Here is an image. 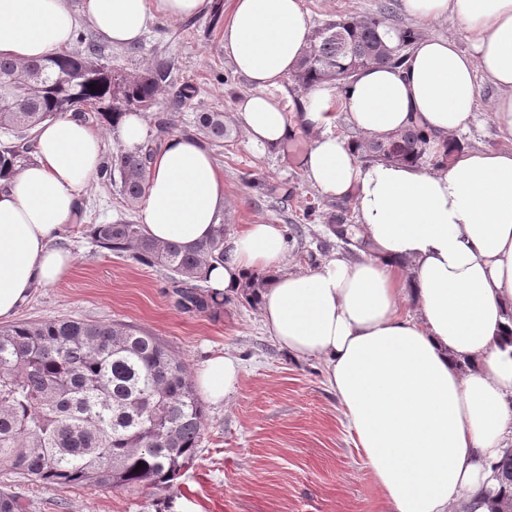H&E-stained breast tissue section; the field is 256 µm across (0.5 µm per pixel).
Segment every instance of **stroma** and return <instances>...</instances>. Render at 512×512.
<instances>
[{
	"instance_id": "35a3bbf8",
	"label": "stroma",
	"mask_w": 512,
	"mask_h": 512,
	"mask_svg": "<svg viewBox=\"0 0 512 512\" xmlns=\"http://www.w3.org/2000/svg\"><path fill=\"white\" fill-rule=\"evenodd\" d=\"M231 0H210L200 15L182 21L157 18L133 46L107 45L113 66L136 71L153 60L172 61L178 83L193 85L195 97L174 107L161 95L153 113L169 118L175 132L199 135L202 112L223 113L235 132L211 143L224 176V223L228 233L259 222L300 228L288 240L284 271L314 268L345 256L349 248L323 219L307 220V207L331 211L306 180L299 160L314 137L303 131L276 152L248 146L233 109L245 91L224 55V18ZM311 26L385 13L390 25L420 36L461 37L450 20L420 22L403 15L399 0H303ZM82 216L60 241L77 260L56 286L35 289L12 323L52 317L121 323L156 336L196 373L213 354L229 352L241 364L239 386L223 405L205 407V430L197 456L169 493L168 512H380L379 493L352 433L329 390L320 360L288 357L268 337L257 308L232 298L218 315L177 307L165 272L130 255L100 248L88 234L92 224L138 222L140 207L126 203L117 186L94 180L86 189ZM8 487L28 512H155L153 498L104 486L58 487L36 482L0 466Z\"/></svg>"
}]
</instances>
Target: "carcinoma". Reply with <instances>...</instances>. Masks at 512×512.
<instances>
[{
  "mask_svg": "<svg viewBox=\"0 0 512 512\" xmlns=\"http://www.w3.org/2000/svg\"><path fill=\"white\" fill-rule=\"evenodd\" d=\"M382 15L329 21L311 31L309 49L292 81L307 89L316 83L343 87L358 70L373 64L398 66L412 29L399 32L398 45L379 35ZM171 62L157 60L128 72L112 66L100 45L31 61L0 58V129L13 139L0 143V177L34 161L35 129L67 112L84 122L115 131L126 112L150 111L171 86ZM198 124L213 141L231 128L222 112H202ZM368 163L448 165L453 149H432L431 140L411 123L382 138L360 139ZM154 153L120 148L107 157L101 178L119 182L128 204L146 192ZM350 208L329 212L332 232L350 242ZM97 246L128 253L142 265L169 275L176 303L188 311L217 315L224 301L202 289L203 266L224 260L226 226L192 249L176 242L157 243L140 224H95ZM269 275L258 273L240 297L257 305ZM204 431L203 406L190 376L156 337L122 324L53 318L0 329V464L42 483L57 486H107L155 495L177 484L196 457ZM144 462L141 469L137 463ZM496 487L484 490L490 512H512V452L493 465ZM13 492L0 490V512H26Z\"/></svg>",
  "mask_w": 512,
  "mask_h": 512,
  "instance_id": "obj_1",
  "label": "carcinoma"
}]
</instances>
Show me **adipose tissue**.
I'll return each instance as SVG.
<instances>
[{"mask_svg":"<svg viewBox=\"0 0 512 512\" xmlns=\"http://www.w3.org/2000/svg\"><path fill=\"white\" fill-rule=\"evenodd\" d=\"M208 0H0V55L44 58L71 45L86 20L114 45L138 43L157 17L182 20ZM404 14L454 19L467 45L416 40L398 67L359 70L346 91L306 92L291 118L287 81L309 45L302 0H232L224 54L248 86L234 109L248 143L273 151L298 129L314 131L307 181L328 200L353 198L355 235L370 251L280 272L281 225L247 224L224 261L204 273L218 295L247 274L274 271L259 311L292 358L322 360L384 512H489L481 496L512 450V149L463 148L447 167L366 164L336 133L338 117L366 138L417 123L434 148L478 116L480 83L496 96L490 118L512 139V0H400ZM101 135L68 113L36 132L35 161L0 179V319L37 288L52 287L76 257L57 247L103 162ZM224 177L199 138L172 133L154 155L140 221L158 242L195 246L224 208ZM415 314H406V305ZM231 354L210 358L196 385L213 404L237 390Z\"/></svg>","mask_w":512,"mask_h":512,"instance_id":"ef3b65f1","label":"adipose tissue"}]
</instances>
